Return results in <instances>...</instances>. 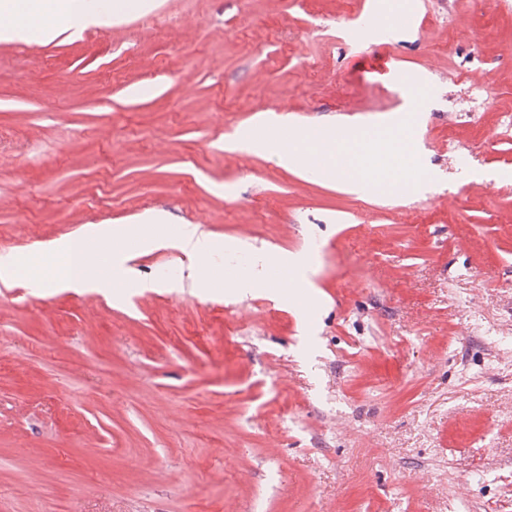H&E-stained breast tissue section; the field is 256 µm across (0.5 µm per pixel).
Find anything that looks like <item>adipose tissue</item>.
I'll use <instances>...</instances> for the list:
<instances>
[{"label":"adipose tissue","instance_id":"obj_1","mask_svg":"<svg viewBox=\"0 0 512 512\" xmlns=\"http://www.w3.org/2000/svg\"><path fill=\"white\" fill-rule=\"evenodd\" d=\"M99 14L87 0H0V36L19 41L26 40L32 26H39L43 38L53 37L58 23L76 22L87 26L97 23ZM310 147L307 154H299L296 147H271L262 132H253L243 138L247 150L252 152L273 151L279 164L307 165L308 155H316L324 167L337 169L338 156L345 141L337 137L335 128L306 133ZM112 230L95 225L87 236H76L53 242L50 246L60 266L59 284L64 288H97L99 279L89 272L100 259L97 244L111 239Z\"/></svg>","mask_w":512,"mask_h":512}]
</instances>
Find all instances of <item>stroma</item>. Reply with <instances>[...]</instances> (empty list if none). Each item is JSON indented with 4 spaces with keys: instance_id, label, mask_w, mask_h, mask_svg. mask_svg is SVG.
Segmentation results:
<instances>
[{
    "instance_id": "35a3bbf8",
    "label": "stroma",
    "mask_w": 512,
    "mask_h": 512,
    "mask_svg": "<svg viewBox=\"0 0 512 512\" xmlns=\"http://www.w3.org/2000/svg\"><path fill=\"white\" fill-rule=\"evenodd\" d=\"M127 2L0 37V255L41 278L0 287V512H512V0ZM272 113L408 130L409 191L231 150ZM156 210L155 288L58 287L48 245ZM177 242L178 248L190 261L211 255L217 248L211 237L200 230L198 224L181 225Z\"/></svg>"
}]
</instances>
